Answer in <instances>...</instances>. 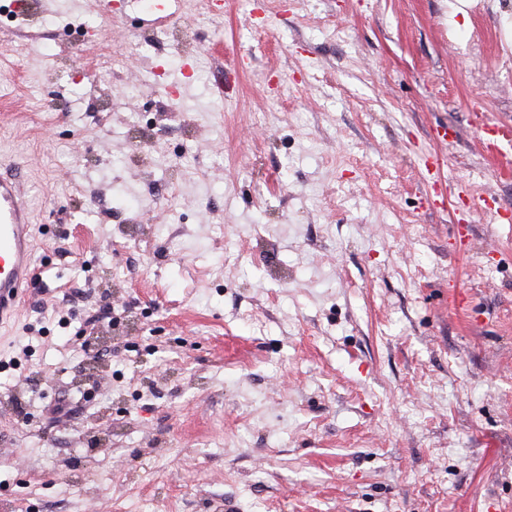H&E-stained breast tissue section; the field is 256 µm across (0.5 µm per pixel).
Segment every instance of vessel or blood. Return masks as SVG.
Listing matches in <instances>:
<instances>
[{"instance_id": "1", "label": "vessel or blood", "mask_w": 512, "mask_h": 512, "mask_svg": "<svg viewBox=\"0 0 512 512\" xmlns=\"http://www.w3.org/2000/svg\"><path fill=\"white\" fill-rule=\"evenodd\" d=\"M479 136L491 156L512 158V125L484 123ZM30 206L20 186L0 176V323L11 318L31 284Z\"/></svg>"}]
</instances>
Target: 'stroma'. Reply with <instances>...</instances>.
<instances>
[{"instance_id":"35a3bbf8","label":"stroma","mask_w":512,"mask_h":512,"mask_svg":"<svg viewBox=\"0 0 512 512\" xmlns=\"http://www.w3.org/2000/svg\"><path fill=\"white\" fill-rule=\"evenodd\" d=\"M158 2L0 24V512H512V0ZM475 119L481 121L479 136L486 145L491 156L511 162L512 126L507 123H484L475 114ZM509 147V149H507ZM30 206L20 186L0 176V323L11 318L31 284Z\"/></svg>"}]
</instances>
